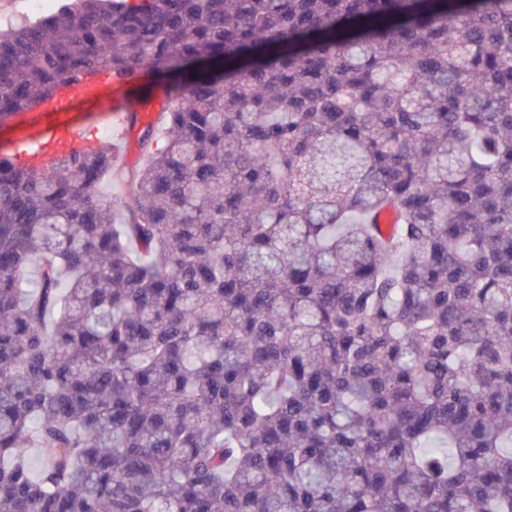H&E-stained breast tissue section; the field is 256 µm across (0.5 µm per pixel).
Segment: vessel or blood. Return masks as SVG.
Segmentation results:
<instances>
[{
	"mask_svg": "<svg viewBox=\"0 0 512 512\" xmlns=\"http://www.w3.org/2000/svg\"><path fill=\"white\" fill-rule=\"evenodd\" d=\"M128 85L126 79L100 73L60 89L44 103L43 109L47 112L64 113L79 102H97L100 111L107 115L111 132L125 137L131 133L130 105L125 98ZM97 144L98 138L92 126L61 121L43 127L33 137L18 140L13 153L19 166L43 172L56 159L92 150Z\"/></svg>",
	"mask_w": 512,
	"mask_h": 512,
	"instance_id": "b4317fda",
	"label": "vessel or blood"
}]
</instances>
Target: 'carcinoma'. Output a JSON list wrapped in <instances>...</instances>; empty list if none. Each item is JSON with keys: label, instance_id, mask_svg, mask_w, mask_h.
<instances>
[{"label": "carcinoma", "instance_id": "carcinoma-1", "mask_svg": "<svg viewBox=\"0 0 512 512\" xmlns=\"http://www.w3.org/2000/svg\"><path fill=\"white\" fill-rule=\"evenodd\" d=\"M101 71L122 219L0 156V512H512V0H78L0 119Z\"/></svg>", "mask_w": 512, "mask_h": 512}]
</instances>
